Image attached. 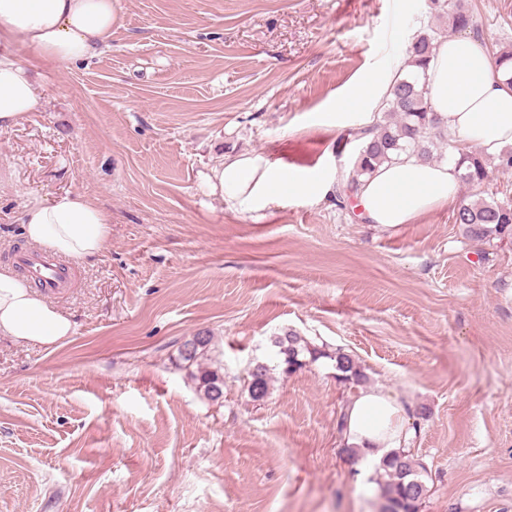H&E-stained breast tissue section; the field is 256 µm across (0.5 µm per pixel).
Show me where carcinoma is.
<instances>
[{
	"label": "carcinoma",
	"instance_id": "carcinoma-1",
	"mask_svg": "<svg viewBox=\"0 0 512 512\" xmlns=\"http://www.w3.org/2000/svg\"><path fill=\"white\" fill-rule=\"evenodd\" d=\"M436 19H446L448 29L465 32L474 26L472 13L463 0H431ZM444 35V29L431 26L411 43L406 61L407 71L395 79L384 100L382 116L370 126L353 133L359 141L353 167L347 179L340 183L339 202L355 194L361 179L372 174L377 166L392 160V156L410 151L425 162L445 160L444 148L450 145L448 131L433 111L422 73L426 71L435 43ZM491 157L480 150L459 153L456 167L462 170L459 179L466 185L479 187L488 179V161ZM465 237L471 241L494 244L496 240L512 238V198L499 199L495 193L482 192L463 199L453 216ZM211 337L195 336L185 342L180 357L185 366L196 367L193 374L202 395L216 401L224 394V375L203 364ZM278 348V366L285 375L306 365L305 357L314 361L323 351L311 345L293 330L274 337ZM337 378L345 383L361 384L367 381L358 361L348 352L338 349L333 354ZM269 368L257 364L249 373L247 391L254 402L264 400L269 393ZM381 470L386 477L382 484L385 504L382 512H420L428 486L427 470L411 449L393 451L382 461Z\"/></svg>",
	"mask_w": 512,
	"mask_h": 512
}]
</instances>
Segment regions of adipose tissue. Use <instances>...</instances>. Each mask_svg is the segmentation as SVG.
<instances>
[{
  "label": "adipose tissue",
  "instance_id": "obj_1",
  "mask_svg": "<svg viewBox=\"0 0 512 512\" xmlns=\"http://www.w3.org/2000/svg\"><path fill=\"white\" fill-rule=\"evenodd\" d=\"M119 0H0V132L26 120L38 107L29 64L30 49L48 61L86 60L109 48ZM395 76L374 71L354 86L346 109L373 124V107ZM428 97L458 149L471 147L495 157L512 147V84L483 40L466 33L441 38L426 71ZM209 195L243 208L271 202L281 189L325 199L328 179L297 180L286 171L250 158H225L203 177ZM453 165L428 163L404 154L362 179L354 196L360 217L372 224H408L439 207L458 204ZM20 221L26 239L40 248L91 260L109 245L108 213L85 195L67 191L51 200L26 202ZM73 324L46 302L12 266L0 264V334L19 343L53 348L72 336ZM409 403L375 386L358 389L347 407L345 442L366 462V477L391 451L408 447L413 430Z\"/></svg>",
  "mask_w": 512,
  "mask_h": 512
}]
</instances>
